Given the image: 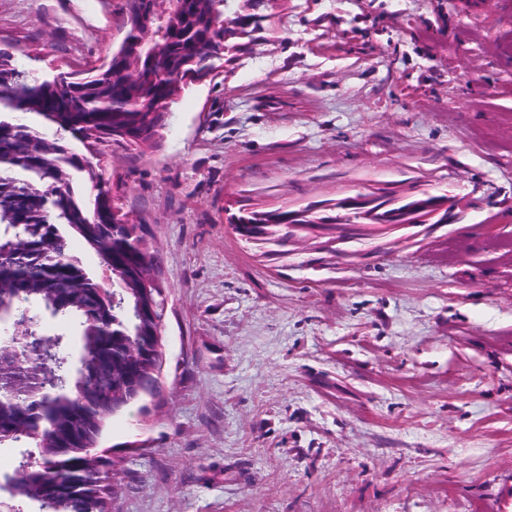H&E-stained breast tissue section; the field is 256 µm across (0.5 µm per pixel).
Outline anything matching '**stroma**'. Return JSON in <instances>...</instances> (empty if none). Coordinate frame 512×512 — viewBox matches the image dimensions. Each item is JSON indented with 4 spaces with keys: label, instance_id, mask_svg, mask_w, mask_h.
Masks as SVG:
<instances>
[{
    "label": "stroma",
    "instance_id": "stroma-1",
    "mask_svg": "<svg viewBox=\"0 0 512 512\" xmlns=\"http://www.w3.org/2000/svg\"><path fill=\"white\" fill-rule=\"evenodd\" d=\"M126 9L0 0V48L98 67ZM106 152L167 298L161 387L101 441L112 512H512V0H272ZM385 186L487 204L285 256L228 221Z\"/></svg>",
    "mask_w": 512,
    "mask_h": 512
}]
</instances>
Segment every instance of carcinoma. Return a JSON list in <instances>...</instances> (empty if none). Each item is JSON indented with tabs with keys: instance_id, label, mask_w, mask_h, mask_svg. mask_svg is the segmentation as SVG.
Masks as SVG:
<instances>
[{
	"instance_id": "cac0c4a2",
	"label": "carcinoma",
	"mask_w": 512,
	"mask_h": 512,
	"mask_svg": "<svg viewBox=\"0 0 512 512\" xmlns=\"http://www.w3.org/2000/svg\"><path fill=\"white\" fill-rule=\"evenodd\" d=\"M268 0H127L148 16L122 56L85 77H42L0 50V446L29 445L0 473L4 512H111L112 459L99 453L109 421L141 397L159 365L161 292L145 312L156 258L137 224H115L106 147H141L165 126L162 103L183 71L224 73L260 29ZM275 211L263 240L276 243ZM112 273L93 279L70 241ZM56 334L47 336V325Z\"/></svg>"
}]
</instances>
